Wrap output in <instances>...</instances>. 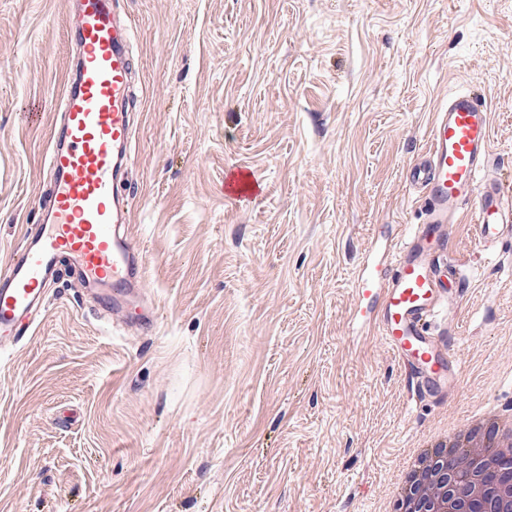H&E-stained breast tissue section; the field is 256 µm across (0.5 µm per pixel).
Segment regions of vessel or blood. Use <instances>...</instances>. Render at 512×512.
<instances>
[{
    "mask_svg": "<svg viewBox=\"0 0 512 512\" xmlns=\"http://www.w3.org/2000/svg\"><path fill=\"white\" fill-rule=\"evenodd\" d=\"M117 0H76L70 37L77 51L72 77L61 95V112L45 158L48 205L27 226L17 255L0 267V342L22 343L36 328L31 316L71 268L82 281L119 296L145 273L126 228L129 208L120 187L128 170L133 125L131 55ZM491 164L490 110L482 92L454 93L436 110L428 144L406 171L425 203L423 218L391 251L387 270L364 268L355 281L371 304L369 323L391 352L412 396L423 400L458 389L457 350L439 351L435 318L456 316L455 299L465 281L455 259H444L436 235L441 224L470 214L474 241L483 247L512 237V200ZM231 196H255L253 172L227 174Z\"/></svg>",
    "mask_w": 512,
    "mask_h": 512,
    "instance_id": "1",
    "label": "vessel or blood"
}]
</instances>
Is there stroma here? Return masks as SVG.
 Here are the masks:
<instances>
[{"instance_id":"stroma-1","label":"stroma","mask_w":512,"mask_h":512,"mask_svg":"<svg viewBox=\"0 0 512 512\" xmlns=\"http://www.w3.org/2000/svg\"><path fill=\"white\" fill-rule=\"evenodd\" d=\"M136 72L129 237L158 318L64 280L0 348V512H397L410 453L512 403V239L438 227L459 391L410 398L354 281L418 222L404 170L479 87L512 194V0H119ZM73 0H0V266L46 198ZM39 109L38 122L27 114ZM262 194L224 195L229 167Z\"/></svg>"}]
</instances>
